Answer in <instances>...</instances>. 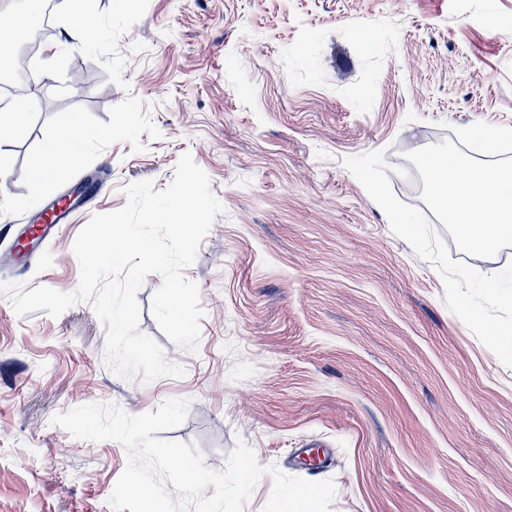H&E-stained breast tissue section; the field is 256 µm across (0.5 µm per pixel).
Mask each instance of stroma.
Returning <instances> with one entry per match:
<instances>
[{
	"label": "stroma",
	"mask_w": 512,
	"mask_h": 512,
	"mask_svg": "<svg viewBox=\"0 0 512 512\" xmlns=\"http://www.w3.org/2000/svg\"><path fill=\"white\" fill-rule=\"evenodd\" d=\"M77 11L93 17L84 41L40 65L0 139V283L74 291L82 225L133 182L165 189L187 152L224 212L184 271L205 311L197 351L155 321L159 275L137 294L140 332L182 377L113 373L89 303L20 316L0 295V512H112L124 447L53 417L170 399L189 409L165 438L215 471L240 440L306 480L293 451L332 449L331 512H512V350L488 333L512 327V284L488 291L512 245L475 258L428 164L512 168L466 137L512 129V0H59L47 45ZM75 114L78 162L31 195L26 172ZM91 176L106 186L77 223L13 256L15 225Z\"/></svg>",
	"instance_id": "35a3bbf8"
}]
</instances>
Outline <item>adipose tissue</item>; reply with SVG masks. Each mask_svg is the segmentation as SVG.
<instances>
[{
	"mask_svg": "<svg viewBox=\"0 0 512 512\" xmlns=\"http://www.w3.org/2000/svg\"><path fill=\"white\" fill-rule=\"evenodd\" d=\"M85 140L80 120L60 128L51 138L42 164L27 174L33 190H41L58 165L78 161ZM430 164L448 167L456 174L436 201L465 246L481 256L494 251L502 241L512 240L511 170L476 168L453 154L432 158Z\"/></svg>",
	"mask_w": 512,
	"mask_h": 512,
	"instance_id": "obj_1",
	"label": "adipose tissue"
}]
</instances>
